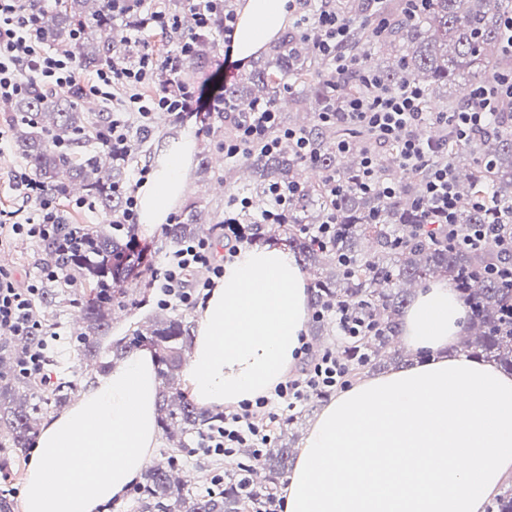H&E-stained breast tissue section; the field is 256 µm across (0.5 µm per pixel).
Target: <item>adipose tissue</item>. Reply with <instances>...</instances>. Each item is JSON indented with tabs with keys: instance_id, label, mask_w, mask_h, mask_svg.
<instances>
[{
	"instance_id": "ef3b65f1",
	"label": "adipose tissue",
	"mask_w": 512,
	"mask_h": 512,
	"mask_svg": "<svg viewBox=\"0 0 512 512\" xmlns=\"http://www.w3.org/2000/svg\"><path fill=\"white\" fill-rule=\"evenodd\" d=\"M289 0H240L231 54L246 63L291 22ZM191 136L138 191L139 221L185 195ZM310 294L292 254L240 249L200 308L185 375L203 409L270 395L297 361ZM466 320L447 282L421 289L398 325L426 362L359 379L325 402L282 481L284 512H484L512 482V373L456 354ZM157 365L142 349L50 415L31 452L22 512H105L154 456Z\"/></svg>"
}]
</instances>
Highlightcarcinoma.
Instances as JSON below:
<instances>
[{"mask_svg":"<svg viewBox=\"0 0 512 512\" xmlns=\"http://www.w3.org/2000/svg\"><path fill=\"white\" fill-rule=\"evenodd\" d=\"M30 5L44 39L77 53L86 70L96 71L114 59H131L136 54L134 43L112 28V0H58L52 11L41 10L39 0H30ZM332 8L357 24L347 52L366 56L378 50L389 55L392 64L376 70L386 88L415 83L425 90L429 102L443 87L449 89L461 81L469 87L493 84L512 71V54L502 49L500 24L502 16L512 11V0H429L415 20L405 19L399 5L388 0L382 5L387 22L378 36L360 24L369 9L368 0H336ZM78 25L82 37L71 46L69 33ZM301 44L302 35L286 32L270 57L224 89L232 108L227 116L217 115L218 131L233 130L241 113L252 111L256 103L278 102L288 80L300 85L294 104L304 103L311 94L320 110L334 105L341 112L348 99L364 92L353 73L329 75L323 63L309 60V52L298 50ZM7 111L11 112L16 151L49 191L67 198L77 187L80 196L90 199L104 217L119 215L127 185L126 161L114 158L96 138V133L107 129L109 113L84 111L77 90L61 96L38 84L8 104ZM343 126L338 120L325 127L316 118L302 124L315 148L314 168L322 171L317 182L299 180L307 163L286 146L269 155L250 156L246 169L251 174L255 205L264 203L274 183L301 187L291 200L289 223L276 225L273 236L285 237L303 268L312 271V306L357 303L377 321L379 332L366 343L353 340L344 345L342 356L350 360L352 374L402 362L400 353L386 354L395 335V319L408 304L413 288L442 274L452 277L463 299L471 304L462 352L512 371V285L480 276L487 264L497 260L498 250L493 245L481 253L451 250L438 238L417 234L418 213L406 198L418 192L421 175H408L391 199L351 188L336 200L340 225L336 246L352 259L349 267L339 264L335 252L319 248L302 230V225L323 219L328 211L324 182L329 176L351 184L358 175L357 166L341 159L334 149ZM61 140L68 142L67 149L57 146ZM394 155L390 146L379 154V180L392 175ZM448 165L459 199V231L507 218L512 213V104L499 111L495 129L462 143L448 138ZM205 223V211L193 202L178 223L166 225V238L172 246L201 238L213 232ZM72 228L68 212L60 210L59 237L41 244L46 264L59 268L62 279L44 284L33 317L50 326L49 314L63 295L62 288L83 281L89 291L69 301L82 323L74 340L79 362L91 363L104 373L114 361L143 344L153 345L158 352V426L168 440L185 447L188 439L224 419L222 414L199 409L181 388L191 321L182 312L159 309L132 335L102 346L111 329L112 311L125 307V276L115 258L125 252L127 241L110 223L88 227L76 237L70 235ZM26 345L23 338L0 344V367L11 366ZM74 390L72 381L62 376L46 383L0 373V430L6 429L12 447H30L43 415L67 405ZM292 443L281 435L254 463L230 476L221 489L206 494L193 493L175 476L178 468L169 456L142 474L136 512H248L256 500L269 510L279 479L293 466ZM487 512H512V486L492 498Z\"/></svg>","mask_w":512,"mask_h":512,"instance_id":"cac0c4a2","label":"carcinoma"}]
</instances>
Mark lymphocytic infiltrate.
<instances>
[{
    "mask_svg": "<svg viewBox=\"0 0 512 512\" xmlns=\"http://www.w3.org/2000/svg\"><path fill=\"white\" fill-rule=\"evenodd\" d=\"M151 22L161 31L176 35L175 48L165 60H158L154 50L142 48L136 60L116 62L98 69L87 80H80L76 59L71 51H51L37 27V18L26 7V0H0V100H11L26 94L31 84L56 90H78L97 97L111 121L104 143L119 158L131 153L139 135L148 132L157 113L166 112L178 118L192 117L200 126H208L213 115L228 111V99L208 94L176 76L195 53V42L181 37V18L163 10L152 11ZM314 36L317 55L330 71L341 74L356 71L370 93L347 102L344 114L335 109L319 113L320 123L343 119L353 131L371 135L376 145L391 144L396 148L401 166L411 172H424L419 191L413 200L422 231L442 239L449 247L482 252L495 243L502 257L490 268V275L512 283V231L502 224H476L466 234L456 229V193L447 164L440 158L448 152L447 139L431 140L423 131L439 126L449 137L464 141L488 129L499 104L512 100V74L501 76L490 87L472 90L467 102L455 112H430L425 108L423 89L408 83L385 89L372 72L358 67L356 59L342 53L351 35L350 23L335 9L320 7L301 19ZM290 144L306 162H314L315 150L303 132L282 127L271 105L256 107L246 113L232 136L219 142L225 158L246 157L260 151L273 153L282 144ZM151 172L149 165L137 166L124 192L125 207L113 221L114 230L128 238V251L122 263L128 274L147 275L158 305L176 310L198 307L223 280L224 268L232 263L240 244L255 238L259 224H283L288 220L291 186L271 185L273 200L270 210L261 214L259 224H241L233 216L225 218L221 230L223 243L209 239H190L157 253L134 234L138 222L137 191ZM13 188L22 203L16 209L0 210V234L34 242L53 239L57 232L59 198L32 177L26 169H16ZM51 266L42 267L38 278L19 290L13 284L10 270L0 268V338L34 337V344L18 359L19 374L49 380L45 350L48 342L44 330L32 322L29 312L39 299L44 281L57 280ZM334 315L340 338L357 339L370 336L376 325L355 305L333 309H314V319ZM350 384L348 369L336 357L335 349H326L319 357H311L309 344H302L296 371L279 383L271 396H262L224 413L222 424L203 434L197 449L204 456H226L238 448L253 449L262 455L270 448V427L276 420L275 406L295 408L313 395Z\"/></svg>",
    "mask_w": 512,
    "mask_h": 512,
    "instance_id": "1",
    "label": "lymphocytic infiltrate"
}]
</instances>
